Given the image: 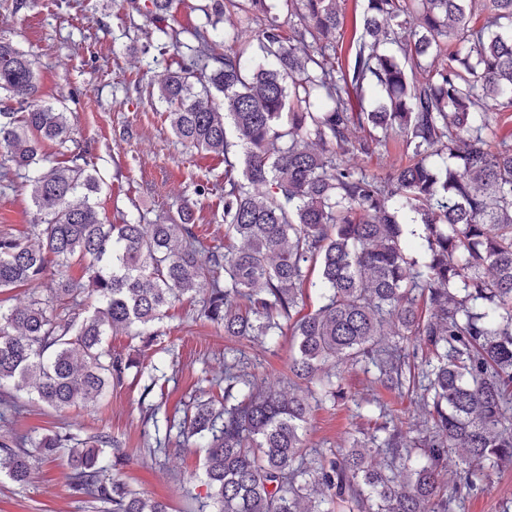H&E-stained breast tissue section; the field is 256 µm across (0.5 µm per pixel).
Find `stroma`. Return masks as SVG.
Here are the masks:
<instances>
[{"label": "stroma", "instance_id": "stroma-1", "mask_svg": "<svg viewBox=\"0 0 512 512\" xmlns=\"http://www.w3.org/2000/svg\"><path fill=\"white\" fill-rule=\"evenodd\" d=\"M0 37L36 61L48 101H64L70 122L103 181L99 214L108 224L145 217L162 222L190 206L204 247L224 246V160L191 154L160 117L161 103L148 100L149 84L175 67L179 55L168 38L126 0H27L18 14L0 11ZM30 189L15 181L0 189V230L29 232ZM202 295L169 308L158 325L160 345L110 337L116 351L158 366V383L144 393L138 381L112 388L98 403L55 410L17 393L20 412L0 415V435L69 433L87 441L106 433L126 460L118 476L132 489L168 504L170 512H213L205 497V452L171 438L153 454L154 427L148 408L183 416L186 405L220 394L224 361L240 355V370L262 388L287 389L290 334L277 345L225 336L201 317ZM343 398L312 406L305 432L307 448L331 453L352 434H375L397 427L408 437L429 434L416 394L394 391L374 370L357 365L343 373ZM66 458L34 461L28 482L0 476V512H106L104 504L73 494L67 486ZM461 512H512V466H505L475 490L465 492Z\"/></svg>", "mask_w": 512, "mask_h": 512}]
</instances>
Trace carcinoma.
I'll list each match as a JSON object with an SVG mask.
<instances>
[{"label":"carcinoma","mask_w":512,"mask_h":512,"mask_svg":"<svg viewBox=\"0 0 512 512\" xmlns=\"http://www.w3.org/2000/svg\"><path fill=\"white\" fill-rule=\"evenodd\" d=\"M174 0H130L164 35ZM344 61L338 0H204L185 32L190 63L167 69L158 100L187 148L224 157V236L206 249L188 206L169 222L105 224L97 170L66 107L43 98L30 54L0 39V181L31 186L32 227L0 233V290L40 286L48 264L83 276L43 298L0 306V389L60 410L94 402L141 361L108 337L151 327L202 288V317L224 335L275 344L289 325V371L304 393L263 390L224 362L220 402L198 401L165 436L204 442L206 498L215 512H459L474 490L512 464V140L496 110L512 109V0H365ZM282 6L288 22L272 9ZM240 18L227 37L225 15ZM258 29H252V25ZM401 143L385 173L347 164ZM70 164H53L54 153ZM426 250L408 254L410 223ZM317 273V280L309 278ZM318 307L293 319L303 289ZM87 303L73 316L69 307ZM383 336L432 350L421 408L434 435L397 428L354 437L307 461L311 403L342 393L347 366L367 362L390 387L411 385L409 355ZM55 432L0 441V475L27 482L34 457L69 449L67 485L112 512H169L112 475L123 464L108 435L71 446ZM463 484L441 472L448 450ZM403 461L402 478L368 464Z\"/></svg>","instance_id":"cac0c4a2"}]
</instances>
